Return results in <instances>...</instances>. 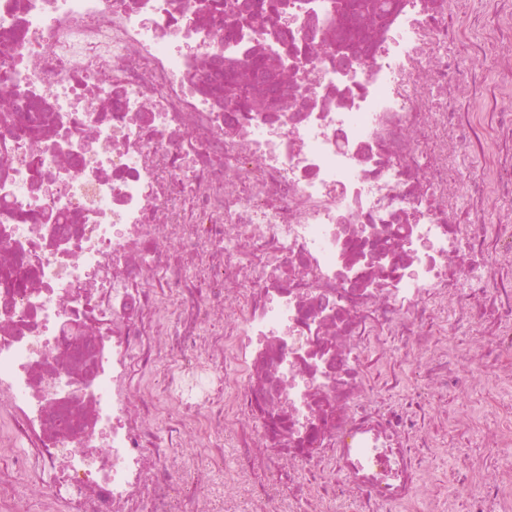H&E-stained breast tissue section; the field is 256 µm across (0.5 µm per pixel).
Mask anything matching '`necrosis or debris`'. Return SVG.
I'll list each match as a JSON object with an SVG mask.
<instances>
[{
  "instance_id": "4bbe7bcc",
  "label": "necrosis or debris",
  "mask_w": 512,
  "mask_h": 512,
  "mask_svg": "<svg viewBox=\"0 0 512 512\" xmlns=\"http://www.w3.org/2000/svg\"><path fill=\"white\" fill-rule=\"evenodd\" d=\"M251 2L0 0V512H512V0ZM265 66L260 67L255 63L245 64L242 66V71L237 73V76L232 79L227 85L224 86V94L229 92L241 91L246 98V105L251 108H261L263 105L267 106V101L255 94L257 85L264 75ZM429 428L432 431L434 441L440 445L441 448H434L435 453L433 455H426V464L436 474H441L446 470L448 471V464L454 463L453 456L450 452H453V448H455L457 442L448 440V432L444 429L437 428L435 430L432 425L429 426Z\"/></svg>"
}]
</instances>
